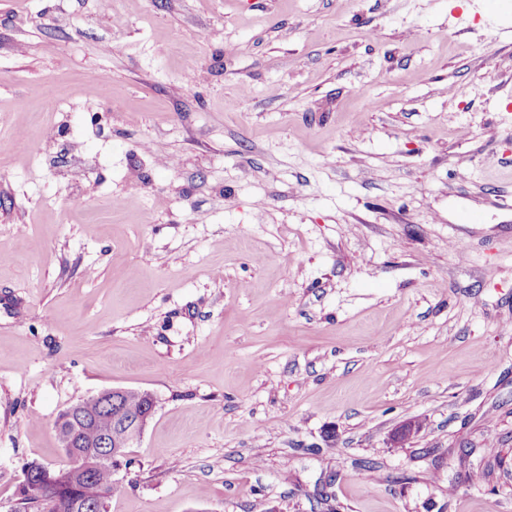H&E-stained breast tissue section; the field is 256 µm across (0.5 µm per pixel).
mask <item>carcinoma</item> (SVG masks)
<instances>
[{"mask_svg": "<svg viewBox=\"0 0 512 512\" xmlns=\"http://www.w3.org/2000/svg\"><path fill=\"white\" fill-rule=\"evenodd\" d=\"M119 406L124 415L136 416L144 412L146 399L142 393L128 390L121 396ZM84 412L87 420L78 423L73 447L63 449L64 465L46 471L40 463H27L29 488L15 512H74L78 501L93 505L97 512H107L108 499L124 490V486L114 479V472L119 467L130 468L132 461L129 459L115 462L107 459L89 477L73 482V471L101 452L97 443L102 437L117 431L113 410L87 403Z\"/></svg>", "mask_w": 512, "mask_h": 512, "instance_id": "cac0c4a2", "label": "carcinoma"}]
</instances>
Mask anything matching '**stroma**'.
<instances>
[{
    "mask_svg": "<svg viewBox=\"0 0 512 512\" xmlns=\"http://www.w3.org/2000/svg\"><path fill=\"white\" fill-rule=\"evenodd\" d=\"M108 389V512H512V0H0V512ZM155 407L156 400L154 398L151 409L144 417H138L136 420L132 421L128 429L124 433L117 436L113 441L111 439H105L102 442V446L107 447L104 448L105 451L108 453L107 458H109L110 456L114 458L115 456L118 455H128L127 449L131 448L133 443L140 437L148 420L154 414Z\"/></svg>",
    "mask_w": 512,
    "mask_h": 512,
    "instance_id": "1",
    "label": "stroma"
}]
</instances>
